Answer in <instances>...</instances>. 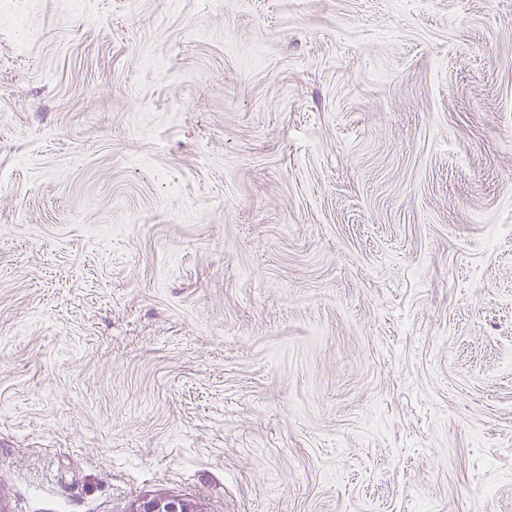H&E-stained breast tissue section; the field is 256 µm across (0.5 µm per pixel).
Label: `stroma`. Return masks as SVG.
Wrapping results in <instances>:
<instances>
[{"instance_id": "1", "label": "stroma", "mask_w": 512, "mask_h": 512, "mask_svg": "<svg viewBox=\"0 0 512 512\" xmlns=\"http://www.w3.org/2000/svg\"><path fill=\"white\" fill-rule=\"evenodd\" d=\"M512 512V0H0V512ZM132 512H198V510L190 501L159 496L141 501Z\"/></svg>"}]
</instances>
